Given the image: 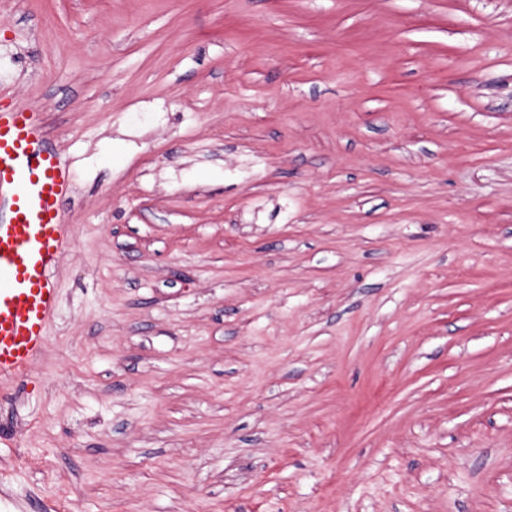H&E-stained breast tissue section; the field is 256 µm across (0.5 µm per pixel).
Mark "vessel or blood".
Instances as JSON below:
<instances>
[{"mask_svg":"<svg viewBox=\"0 0 512 512\" xmlns=\"http://www.w3.org/2000/svg\"><path fill=\"white\" fill-rule=\"evenodd\" d=\"M72 175L38 112H0V382L24 376L59 305L54 274L70 248L62 203Z\"/></svg>","mask_w":512,"mask_h":512,"instance_id":"1","label":"vessel or blood"}]
</instances>
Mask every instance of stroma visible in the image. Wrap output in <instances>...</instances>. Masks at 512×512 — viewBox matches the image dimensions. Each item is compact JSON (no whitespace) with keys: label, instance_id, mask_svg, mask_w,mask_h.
Here are the masks:
<instances>
[{"label":"stroma","instance_id":"1","mask_svg":"<svg viewBox=\"0 0 512 512\" xmlns=\"http://www.w3.org/2000/svg\"><path fill=\"white\" fill-rule=\"evenodd\" d=\"M74 191L0 512H512V0H0Z\"/></svg>","mask_w":512,"mask_h":512}]
</instances>
